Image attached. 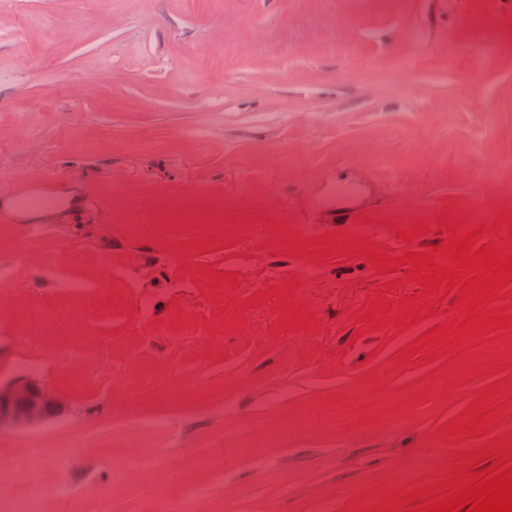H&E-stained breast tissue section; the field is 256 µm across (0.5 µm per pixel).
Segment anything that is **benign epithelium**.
<instances>
[{"label":"benign epithelium","mask_w":512,"mask_h":512,"mask_svg":"<svg viewBox=\"0 0 512 512\" xmlns=\"http://www.w3.org/2000/svg\"><path fill=\"white\" fill-rule=\"evenodd\" d=\"M64 411L62 401L33 380L0 383V430L37 427Z\"/></svg>","instance_id":"obj_1"}]
</instances>
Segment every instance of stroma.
Here are the masks:
<instances>
[{
	"mask_svg": "<svg viewBox=\"0 0 512 512\" xmlns=\"http://www.w3.org/2000/svg\"><path fill=\"white\" fill-rule=\"evenodd\" d=\"M404 53L411 70L382 79ZM23 186L60 217L0 222V381L34 379L67 410L0 432V505L365 512L512 431L505 391L486 435L444 430L506 378L481 367L512 340L396 361L456 319V292L374 330V300L397 316L422 285L287 252L338 232L424 253L474 209L482 243L506 245L512 0H6L0 193ZM348 210L362 222L334 224ZM290 278L314 330H278V299L246 303Z\"/></svg>",
	"mask_w": 512,
	"mask_h": 512,
	"instance_id": "1",
	"label": "stroma"
}]
</instances>
